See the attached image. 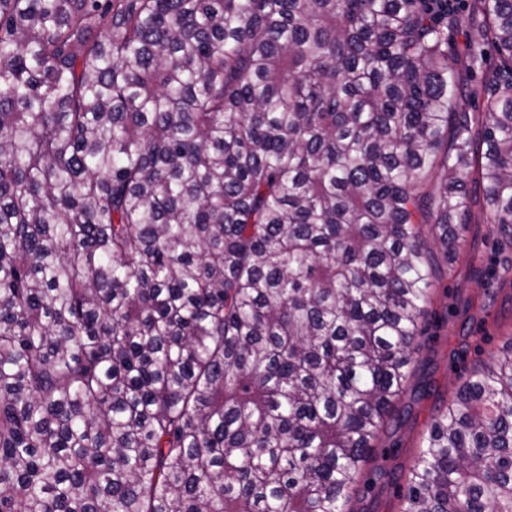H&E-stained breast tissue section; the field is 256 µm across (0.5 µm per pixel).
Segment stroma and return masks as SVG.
Here are the masks:
<instances>
[{
	"mask_svg": "<svg viewBox=\"0 0 512 512\" xmlns=\"http://www.w3.org/2000/svg\"><path fill=\"white\" fill-rule=\"evenodd\" d=\"M468 192L459 261L433 285L415 375L398 421L357 479L351 512H402L409 472L438 408L484 363L512 349V241L487 223L476 186Z\"/></svg>",
	"mask_w": 512,
	"mask_h": 512,
	"instance_id": "35a3bbf8",
	"label": "stroma"
}]
</instances>
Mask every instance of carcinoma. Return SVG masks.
<instances>
[{"label":"carcinoma","instance_id":"carcinoma-1","mask_svg":"<svg viewBox=\"0 0 512 512\" xmlns=\"http://www.w3.org/2000/svg\"><path fill=\"white\" fill-rule=\"evenodd\" d=\"M474 174L512 0H0V512H352ZM402 512H512V349Z\"/></svg>","mask_w":512,"mask_h":512}]
</instances>
